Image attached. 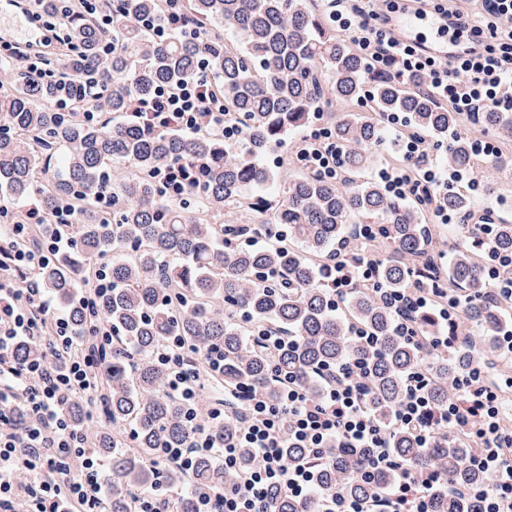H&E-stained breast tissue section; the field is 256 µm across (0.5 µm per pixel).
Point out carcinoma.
I'll return each instance as SVG.
<instances>
[{
	"label": "carcinoma",
	"mask_w": 512,
	"mask_h": 512,
	"mask_svg": "<svg viewBox=\"0 0 512 512\" xmlns=\"http://www.w3.org/2000/svg\"><path fill=\"white\" fill-rule=\"evenodd\" d=\"M112 31L93 20L71 17L69 36L76 49L55 63L56 75L40 79L28 71L0 85V191L18 205L38 197L43 210L70 200L77 208V245L41 272L46 288L62 305L72 301L79 274L99 255L112 256V293L101 303L105 319L121 332L123 348L102 355L106 386L95 406L107 430L95 445L112 453L111 494L105 512H136L137 493L154 481L158 448H180L189 440L180 401L166 390L154 353L178 337L197 363L206 350L224 348V385L249 381L276 397L271 370L294 373L312 397L320 394L315 371L358 356L372 357L365 379L369 405L386 418L403 391V380L425 363V353L394 332V313L361 288L351 295L347 317L331 310L332 292L323 271L327 256L341 252L345 262L364 258L360 245L348 242L350 224L373 219L388 225V241L397 260L382 264L379 276L389 288L407 287L408 265L433 282L448 281L472 302L466 321L484 334L481 350H461L431 366L430 397L437 405L462 373L487 363L497 352L498 308L484 301L488 284L479 272L476 253L465 247L439 267L427 250L424 206L390 195L375 181L358 182L364 151L382 144L385 133L376 120L351 112H326L343 147L344 183L309 172L288 174V164L272 169L266 157L300 135L317 112L338 103L349 106L361 97L369 67L353 45L336 36L316 0H185L191 25L207 33L192 39L170 35L156 39L137 23L145 17L164 24L165 0H110ZM112 41V53L103 47ZM210 62L214 81L224 93V109L244 128L237 142H227L203 128L188 136L172 130L148 131L130 114L135 98L150 96L162 84L176 85L196 76L201 59ZM421 76L373 81L377 112H405L413 129L448 135L457 113L438 106L421 92ZM98 107L112 113V124L89 123L57 103ZM479 122L500 134L512 133V113L483 112ZM57 161L53 180H44L47 165ZM176 160L206 164L201 189L182 201L160 194L154 178L162 165ZM114 163L128 167L112 186V214L98 209V185ZM448 166L470 174L474 158L459 136ZM441 205L467 213L469 197L450 191ZM255 214L251 224L220 220L233 210ZM262 237L259 247L245 245ZM492 246L512 251V222L498 220ZM247 313L250 321L238 318ZM358 322L379 340L376 352L353 342L350 324ZM272 326L296 339L274 353L253 344V328ZM134 427L132 443L121 439ZM239 425L233 416L216 430L223 443ZM395 453L424 467L440 465L456 487L440 488L432 512H478L476 500L459 489L487 483L468 470L469 448L441 438L418 448L405 431L394 435ZM358 456L338 453L320 467L319 483L344 488L360 497L390 481L377 476L367 484L357 477ZM177 491L175 512H195L192 488L222 490L230 484L212 458L197 460L192 473L175 467L163 471ZM275 512H312L282 492L273 493Z\"/></svg>",
	"instance_id": "carcinoma-1"
}]
</instances>
